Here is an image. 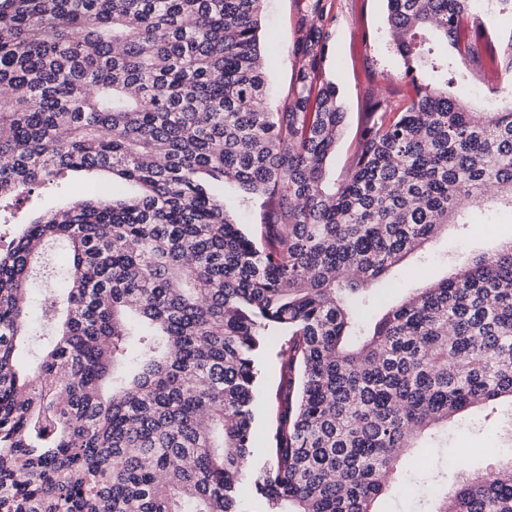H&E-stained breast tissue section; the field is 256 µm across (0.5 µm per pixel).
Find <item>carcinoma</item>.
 <instances>
[{
  "label": "carcinoma",
  "mask_w": 512,
  "mask_h": 512,
  "mask_svg": "<svg viewBox=\"0 0 512 512\" xmlns=\"http://www.w3.org/2000/svg\"><path fill=\"white\" fill-rule=\"evenodd\" d=\"M260 2L0 0V512H376L419 436L512 399V242L364 314L369 282L487 192L512 205V107L448 93L475 62L512 86V35L494 37L512 0H387L407 71L439 82L398 104L368 92L339 181L325 4L275 110ZM68 172L85 197L23 217L21 195ZM226 184L261 211L248 231ZM57 242L67 285L23 370L28 290ZM433 485L426 512H512V458ZM278 374L266 372L260 385V405L256 415L255 426L262 431L267 426L273 411V395L278 385Z\"/></svg>",
  "instance_id": "1"
}]
</instances>
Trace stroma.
Wrapping results in <instances>:
<instances>
[{"label":"stroma","mask_w":512,"mask_h":512,"mask_svg":"<svg viewBox=\"0 0 512 512\" xmlns=\"http://www.w3.org/2000/svg\"><path fill=\"white\" fill-rule=\"evenodd\" d=\"M308 4L309 0H263L260 51L272 105L282 102L292 84L298 64L297 27L309 10ZM325 5V22L332 40L324 72L328 80L338 85L348 114V127L330 160L331 169L340 173L349 162L367 87L376 86L383 94L398 98L412 82L403 59L392 46L385 0H326ZM365 31L372 36L367 45L361 41ZM485 207L489 211L487 223L470 225L465 231L449 225L447 231L426 245L421 256L405 259L390 279L375 283L381 300L397 302L409 289L444 278L450 270V260H461L471 252L492 251L502 241L512 239V209L505 207L498 196L487 199ZM509 414L512 406L505 404L500 416L485 422L472 412L458 416L449 429L446 447L426 449L417 461L409 455L402 458V465L412 470L410 487L392 488L378 500L377 512H425L429 485L423 479L424 473L446 472L452 462L467 471L492 477L496 470L492 456L500 451L497 436L506 428L503 416Z\"/></svg>","instance_id":"1"}]
</instances>
